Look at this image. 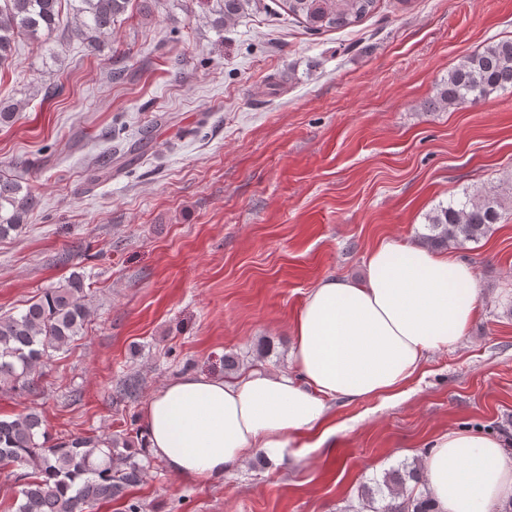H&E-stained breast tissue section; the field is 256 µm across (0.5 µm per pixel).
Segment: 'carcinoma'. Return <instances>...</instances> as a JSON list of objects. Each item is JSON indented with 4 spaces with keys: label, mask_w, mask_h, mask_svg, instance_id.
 I'll return each mask as SVG.
<instances>
[{
    "label": "carcinoma",
    "mask_w": 512,
    "mask_h": 512,
    "mask_svg": "<svg viewBox=\"0 0 512 512\" xmlns=\"http://www.w3.org/2000/svg\"><path fill=\"white\" fill-rule=\"evenodd\" d=\"M72 34L93 49L126 11L129 0H78ZM217 28L259 8L260 0H218ZM283 9L311 32L343 29L360 23L377 0H282ZM61 0H0V65L12 56L18 35L34 39L57 28ZM512 92V41H501L468 54L448 72L428 109L462 108L494 92ZM112 177V154H102L89 182ZM38 199L16 179L0 177V237L17 231ZM501 201L496 193L477 192L458 203L449 202L429 217L428 244L464 249L492 231L499 222ZM83 279L73 274L64 285L51 288L18 316H0V388H31L30 375L50 352L81 334L87 318L82 303ZM36 411L0 419V467L15 469L20 487L17 512H86L138 483L144 469L118 451L110 438L75 437L50 441ZM43 441H38V438ZM419 485L421 467L388 472L365 487L349 512H437L425 492L407 491L406 480Z\"/></svg>",
    "instance_id": "obj_1"
}]
</instances>
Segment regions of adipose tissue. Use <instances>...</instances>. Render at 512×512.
<instances>
[{"label": "adipose tissue", "instance_id": "ef3b65f1", "mask_svg": "<svg viewBox=\"0 0 512 512\" xmlns=\"http://www.w3.org/2000/svg\"><path fill=\"white\" fill-rule=\"evenodd\" d=\"M476 316L472 266L379 242L363 282L328 277L312 288L292 327L289 372L178 376L146 403V444L171 473L217 481L254 449L324 442L334 401L400 397L428 353L459 343ZM422 466L440 512H490L512 496V459L491 437L442 434Z\"/></svg>", "mask_w": 512, "mask_h": 512}]
</instances>
